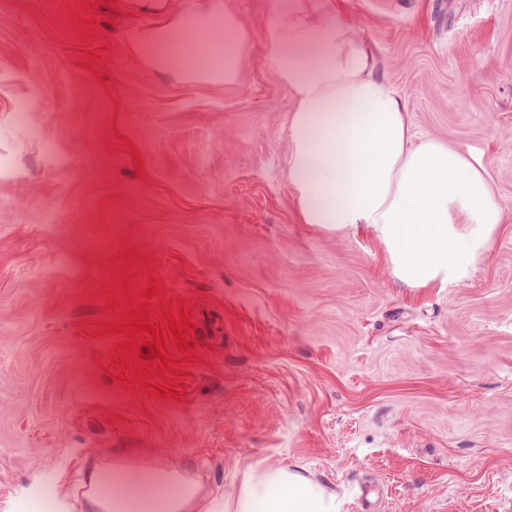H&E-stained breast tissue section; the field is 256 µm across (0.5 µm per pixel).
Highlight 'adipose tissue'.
<instances>
[{
  "instance_id": "obj_1",
  "label": "adipose tissue",
  "mask_w": 512,
  "mask_h": 512,
  "mask_svg": "<svg viewBox=\"0 0 512 512\" xmlns=\"http://www.w3.org/2000/svg\"><path fill=\"white\" fill-rule=\"evenodd\" d=\"M346 0H272L265 57L294 107L288 181L303 223L375 228L393 273L409 285L454 279L470 265L506 207L471 152L432 137L414 138L408 109L384 77L371 46L356 35ZM157 24L125 32L132 54L159 74L231 83L248 35L224 0H131ZM220 49L216 65L183 72L180 58L199 43ZM83 512H340L334 492L301 467L249 472L228 497L201 494L177 473L152 466L85 471Z\"/></svg>"
}]
</instances>
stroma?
Returning a JSON list of instances; mask_svg holds the SVG:
<instances>
[{
  "mask_svg": "<svg viewBox=\"0 0 512 512\" xmlns=\"http://www.w3.org/2000/svg\"><path fill=\"white\" fill-rule=\"evenodd\" d=\"M226 2L248 33L230 84L142 65L124 34L153 18L128 0L0 9V512L83 494L107 458L227 494L298 465L343 512L366 488L373 512H512V0H346L413 133L472 151L507 208L427 288L372 228L301 222L270 0ZM127 250L131 287L166 290L150 320L167 302L196 327L167 398L109 376L103 294Z\"/></svg>",
  "mask_w": 512,
  "mask_h": 512,
  "instance_id": "obj_1",
  "label": "stroma"
}]
</instances>
